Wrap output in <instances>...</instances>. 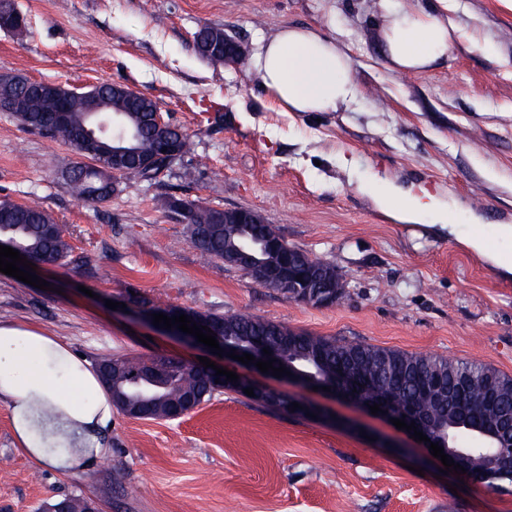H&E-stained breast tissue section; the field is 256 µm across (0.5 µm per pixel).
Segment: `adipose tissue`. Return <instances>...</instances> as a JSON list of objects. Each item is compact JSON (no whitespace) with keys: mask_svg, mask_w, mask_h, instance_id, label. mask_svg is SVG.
<instances>
[{"mask_svg":"<svg viewBox=\"0 0 512 512\" xmlns=\"http://www.w3.org/2000/svg\"><path fill=\"white\" fill-rule=\"evenodd\" d=\"M381 43L391 71L413 74L445 58L456 29L447 20L380 0ZM251 69L281 112H336L359 90L346 51L309 27L260 35ZM0 402L21 451L69 474L105 456L98 435L112 424V398L95 370L38 327L0 322Z\"/></svg>","mask_w":512,"mask_h":512,"instance_id":"1","label":"adipose tissue"}]
</instances>
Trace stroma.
Listing matches in <instances>:
<instances>
[{
    "label": "stroma",
    "mask_w": 512,
    "mask_h": 512,
    "mask_svg": "<svg viewBox=\"0 0 512 512\" xmlns=\"http://www.w3.org/2000/svg\"><path fill=\"white\" fill-rule=\"evenodd\" d=\"M23 31L0 29V76L69 88L121 84L151 97L193 149L154 180L114 175L105 201L67 185L72 148L0 112V200L37 205L61 224L67 265L40 268L41 290L0 273V321L40 327L90 366L110 357L206 356L139 322L155 307L249 313L320 336L488 364L512 375V279L465 240L499 245L512 225V0H457L448 57L401 75L382 55L380 0H13ZM252 47L257 33L311 26L352 60L358 98L341 112L277 111L248 62L193 51L203 27ZM191 180H184V172ZM397 202L430 194L452 209L401 219ZM251 208L290 246L335 265L344 298L286 299L189 241L179 200ZM117 309H109L107 301ZM263 386L314 401L331 420L270 412L233 392L181 419L112 414L109 452L63 474L20 451L0 404V512H36L80 495L99 512H512V486L455 474L411 437L351 402L267 373ZM390 437L405 452L379 446ZM423 474H416V467Z\"/></svg>",
    "instance_id": "35a3bbf8"
}]
</instances>
